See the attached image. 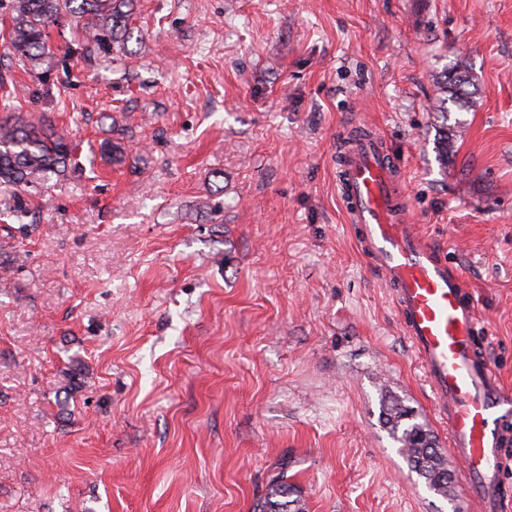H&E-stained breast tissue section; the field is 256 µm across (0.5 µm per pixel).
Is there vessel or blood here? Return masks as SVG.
I'll list each match as a JSON object with an SVG mask.
<instances>
[{
  "instance_id": "b4317fda",
  "label": "vessel or blood",
  "mask_w": 512,
  "mask_h": 512,
  "mask_svg": "<svg viewBox=\"0 0 512 512\" xmlns=\"http://www.w3.org/2000/svg\"><path fill=\"white\" fill-rule=\"evenodd\" d=\"M398 164L386 140L365 128L350 138L336 164V185L362 251L378 268L397 305L404 335L437 401L450 446L476 512H504L502 451L512 445V392L473 339L482 330L478 304L443 252L407 220L395 190Z\"/></svg>"
}]
</instances>
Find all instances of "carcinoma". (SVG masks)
Returning <instances> with one entry per match:
<instances>
[{"label": "carcinoma", "mask_w": 512, "mask_h": 512, "mask_svg": "<svg viewBox=\"0 0 512 512\" xmlns=\"http://www.w3.org/2000/svg\"><path fill=\"white\" fill-rule=\"evenodd\" d=\"M133 0H0L8 13V38L18 63L27 72L42 68L49 55V29L68 22L82 26L84 50L92 56L123 41ZM469 83L465 66L437 85L439 93L448 86L460 89ZM75 156L68 137L45 117L26 120L19 116L0 120V224H17L24 230L29 214L23 193L49 188L54 178L66 176ZM382 417L399 451L433 494L451 500L454 478L447 461L438 451L435 435L417 421L404 401L393 395L382 397ZM258 512H304L301 498L288 478L273 480Z\"/></svg>", "instance_id": "carcinoma-1"}]
</instances>
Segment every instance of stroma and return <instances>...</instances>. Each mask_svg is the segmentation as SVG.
Wrapping results in <instances>:
<instances>
[{"mask_svg": "<svg viewBox=\"0 0 512 512\" xmlns=\"http://www.w3.org/2000/svg\"><path fill=\"white\" fill-rule=\"evenodd\" d=\"M130 28L92 61L52 28L43 80L0 37L11 113L77 161L29 234L0 231V512H254L281 474L305 512H475L379 419L399 396L459 471L336 151L384 136L512 387V0H135Z\"/></svg>", "mask_w": 512, "mask_h": 512, "instance_id": "stroma-1", "label": "stroma"}]
</instances>
